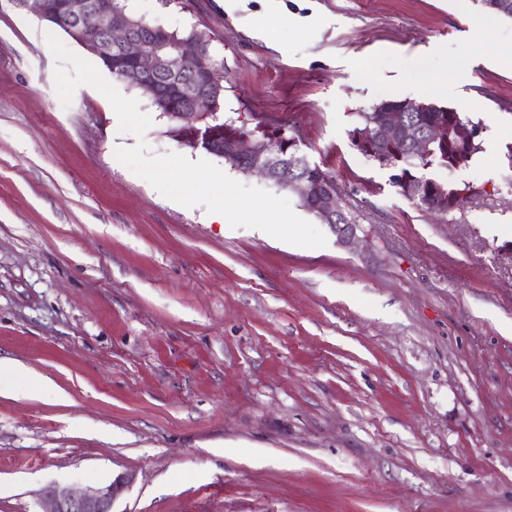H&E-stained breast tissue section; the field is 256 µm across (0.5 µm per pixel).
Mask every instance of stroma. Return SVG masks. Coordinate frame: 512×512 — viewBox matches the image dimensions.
I'll use <instances>...</instances> for the list:
<instances>
[{
  "label": "stroma",
  "instance_id": "1",
  "mask_svg": "<svg viewBox=\"0 0 512 512\" xmlns=\"http://www.w3.org/2000/svg\"><path fill=\"white\" fill-rule=\"evenodd\" d=\"M224 60L225 116L298 131L359 242L226 229L121 164L109 101L63 105L34 13L0 0V357L56 391L0 396V512L118 475L115 512H512V64L480 0H141ZM273 43L251 35L269 15ZM458 72L439 99L411 71ZM152 156L180 146L151 100ZM438 101L479 124L467 192L434 215L356 151L358 112ZM475 35L478 48L492 56L504 53V49L497 42L496 31L487 22L480 21L475 24Z\"/></svg>",
  "mask_w": 512,
  "mask_h": 512
}]
</instances>
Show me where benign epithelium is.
Segmentation results:
<instances>
[{
  "label": "benign epithelium",
  "instance_id": "benign-epithelium-1",
  "mask_svg": "<svg viewBox=\"0 0 512 512\" xmlns=\"http://www.w3.org/2000/svg\"><path fill=\"white\" fill-rule=\"evenodd\" d=\"M21 7L60 26L94 55L109 59L112 48H117L128 61L121 79L133 85L144 83L158 72L192 71L196 85L183 93L184 109L171 110L165 95L158 94L163 115L174 125L185 124L180 145L195 150L217 149L246 174H259L267 180L277 178L301 199L313 201L314 210L328 223L339 242L349 245L358 239V225L340 223L343 208L332 178L324 175L309 180L279 171L272 165L271 157L264 155L265 147L250 133L220 141L218 127L210 124L215 113L209 111L206 95L197 88L199 84L216 85L221 78L222 67L207 63L208 55L214 54V50L205 33L198 32L192 39L177 44L169 43L162 36L146 41L136 35L141 23L113 6V0H74L62 9L52 8L49 0H21ZM446 134L448 131L442 125L416 123L408 120L405 113L393 111L379 112L372 126L357 131L358 137L371 139L382 149L400 142L417 156L428 154L431 145ZM126 486L123 477L79 493L49 486L40 493L41 512H113L114 503Z\"/></svg>",
  "mask_w": 512,
  "mask_h": 512
}]
</instances>
